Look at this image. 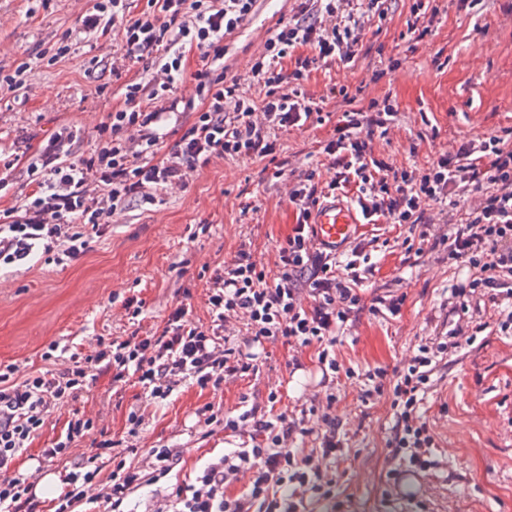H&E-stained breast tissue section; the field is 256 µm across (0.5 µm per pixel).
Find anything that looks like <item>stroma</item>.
I'll return each mask as SVG.
<instances>
[{"label":"stroma","mask_w":512,"mask_h":512,"mask_svg":"<svg viewBox=\"0 0 512 512\" xmlns=\"http://www.w3.org/2000/svg\"><path fill=\"white\" fill-rule=\"evenodd\" d=\"M412 4L390 0L386 22L366 24L353 62L314 70L305 84L316 98L336 83L360 91L364 106L390 100L396 126L388 137H375L374 147L398 167H423L456 142L512 130V0H484L474 16L460 10L457 0H439L430 34L416 42L402 37ZM91 6L92 0H0V73H13L25 59L34 62L23 87L0 92V171L12 183L0 209L32 192L30 165L45 139L62 128L76 129L81 137L74 153H87L95 128L123 107L125 82L149 77L147 60L113 76L117 39L83 32ZM294 7V0H257L254 15L225 39L224 66L239 78L244 95L255 93L249 59L262 51L279 21L293 16ZM65 36L69 54L46 58L45 50ZM333 134L330 121L277 130L279 152L289 161L283 169L266 160H215L193 173L181 192L159 194L152 206L131 203L104 233L91 235L87 252L69 266L37 257L1 270L0 365L13 366L19 380L60 373L67 361L48 355L52 342L86 358L112 338L162 328L171 308L183 301L194 319L209 323L206 294L214 270L241 250L273 265L296 222L286 195L296 175L310 170L322 183L335 175L322 152ZM204 222L210 230L202 234ZM406 235V227L396 224H367L355 237L371 255L364 303L388 294L405 295L406 301L393 318L360 313L336 345L343 367L402 368L422 339L447 332L452 322V293L470 270L449 265L440 252H408ZM130 296L143 302L136 324L123 308ZM493 313L492 303L483 304L479 319L486 329L472 347L444 356L431 376L423 412L436 433L438 465L412 476L411 496L385 480L392 466L389 401L365 399V386L356 380L320 385L311 348L302 355L304 370L290 372L292 348L280 342L269 346L259 375L229 380L218 390L186 383L160 405L147 403L133 382L115 383L111 369L97 370L81 397L50 414L16 469L29 475L35 461L42 471L63 473L72 461L98 454L102 439H125L128 413L137 406L144 422L133 462H144L149 449L163 445L180 453L166 479L129 496V512H147L157 496L193 481L208 462L238 445L222 425L199 423L204 406L230 411L241 398H263L277 389L280 410L313 426L310 402L330 392L346 452L328 472L330 497L307 498L304 512H512V332L490 325ZM76 414L93 418L94 429L74 443L68 457L45 461L44 449L65 438ZM422 501L427 510L419 509Z\"/></svg>","instance_id":"obj_1"}]
</instances>
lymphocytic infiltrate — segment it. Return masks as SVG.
<instances>
[{"mask_svg": "<svg viewBox=\"0 0 512 512\" xmlns=\"http://www.w3.org/2000/svg\"><path fill=\"white\" fill-rule=\"evenodd\" d=\"M256 0H147L140 16L130 14L128 0H95L85 16L86 33H115L120 46L112 73L127 64L153 59L147 82L125 85V105L97 128V145L73 157L76 131L53 134L32 166L37 187L15 206L0 210V269L23 263L34 252L65 266L84 254L91 234L104 232L113 216L131 202L153 203L157 193L184 186L191 173L218 158L264 160L274 155L279 128L322 121L327 99L339 100L342 117L333 139L325 144L336 175L328 182L312 172L299 174L289 192L296 223L277 249L274 268L239 253L216 269L208 290L210 325L191 317L187 304H177L160 331L149 336L112 340L91 358L75 360L57 375L35 374L18 381L13 367L0 368V512H36L33 487L9 470L19 453L43 427L56 407L76 399L89 372L109 363L114 381L136 380L147 401L158 405L183 383L219 389L227 378L260 371L254 344L280 340L317 350L323 379L354 378L342 369L336 344L352 317L362 309L399 315L404 295L375 297L364 306L363 264L370 256L355 246L347 261L317 247L311 217L326 199L356 186V203L371 224H404L408 244L418 253L445 251L449 263L473 269L471 280L453 294L458 319L445 335L419 345L406 369L366 371L369 396L387 397L394 425L388 455L395 461L386 477L436 467L431 450L436 435L419 409L440 356L471 345L470 300L487 293L497 304L496 324L512 330V140L501 136L463 141L426 167L397 168L376 155L375 135H387L396 118L392 106L377 111L358 108L356 96L333 86L317 99L305 89L312 70L347 64L354 59L366 22L385 21L387 0H297L288 22L279 23L265 49L248 63L260 99L244 96L238 78L224 68V40L254 11ZM200 52L193 75L192 97L175 100V84L184 72V48ZM293 69H286V59ZM179 120L177 149L161 154L156 126ZM471 203L446 233L432 235L434 213L456 210L462 198ZM269 391L265 405L240 404L229 412L203 407L204 424H223L226 431L248 435V443L209 462L193 482L172 487L152 512H303L307 493L327 483L324 461L344 453L339 437L335 395L315 406L318 428L272 413L279 403ZM126 445L101 440L110 450L112 474L104 497L108 512H126V501L143 483L159 482L173 469L171 448H152L146 466L127 463L142 415L128 414ZM315 437L309 454L298 452V440ZM248 477L244 493L231 498L228 484Z\"/></svg>", "mask_w": 512, "mask_h": 512, "instance_id": "1", "label": "lymphocytic infiltrate"}]
</instances>
